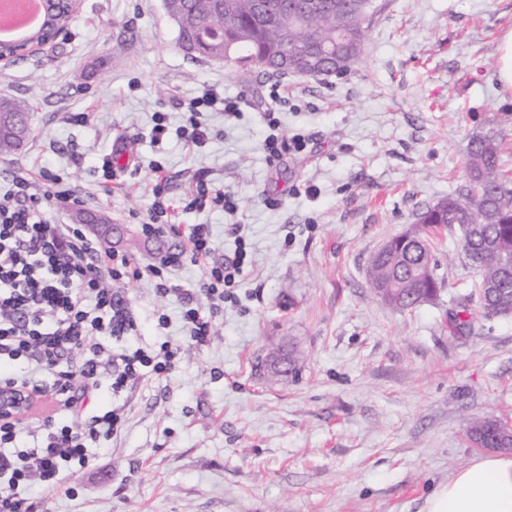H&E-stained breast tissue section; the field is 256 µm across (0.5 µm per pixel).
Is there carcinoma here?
I'll return each mask as SVG.
<instances>
[{
	"instance_id": "cac0c4a2",
	"label": "carcinoma",
	"mask_w": 512,
	"mask_h": 512,
	"mask_svg": "<svg viewBox=\"0 0 512 512\" xmlns=\"http://www.w3.org/2000/svg\"><path fill=\"white\" fill-rule=\"evenodd\" d=\"M303 0H177L178 42L187 54L224 58L267 73L287 74L284 56L292 48L327 51L321 74L342 77L360 56L371 0H319L320 7L297 13ZM468 178L448 197L429 206L420 225L389 240L367 269L372 292L380 284L401 288L405 298L387 306L408 310L421 297L437 300L442 283L419 270L422 253L432 252L436 235L452 228L461 233V251L479 275V312L485 317L512 315V266L499 256L512 255V177L502 161L499 133L471 137L466 148ZM508 425L497 418L477 420L468 429L480 448H512Z\"/></svg>"
}]
</instances>
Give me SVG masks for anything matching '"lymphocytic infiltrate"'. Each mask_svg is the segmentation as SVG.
I'll return each instance as SVG.
<instances>
[{
    "label": "lymphocytic infiltrate",
    "instance_id": "f902f5d3",
    "mask_svg": "<svg viewBox=\"0 0 512 512\" xmlns=\"http://www.w3.org/2000/svg\"><path fill=\"white\" fill-rule=\"evenodd\" d=\"M242 104V99L204 89L185 103L177 128L157 113L152 137L159 142L174 135L203 150L214 137L202 121L203 110L222 107L230 121L240 118ZM152 196L140 218L143 237H173L177 243L143 265L127 254L103 250L78 225L51 222V210L91 202L90 196H74L59 174L43 171L36 183L18 168L0 181V308L8 312L0 318V385L27 387L50 398L57 410L42 420L0 425V512H32L28 480L39 477L49 491H58L74 469L91 465V445L116 436L121 423L115 408L73 423L60 422V414H78L90 391L101 386L116 394L133 388L144 368L158 377L172 370L173 352L132 348L137 323L125 297L128 283L146 281L157 294H178L186 339L196 347L204 346L212 332L203 303L234 298L247 258L245 225H230L235 249L219 260L208 225H192L184 235L169 220L164 177H157ZM187 263L200 266L202 276L194 288L180 289L167 272ZM94 336L120 346L91 344Z\"/></svg>",
    "mask_w": 512,
    "mask_h": 512
}]
</instances>
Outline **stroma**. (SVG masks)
<instances>
[{
	"mask_svg": "<svg viewBox=\"0 0 512 512\" xmlns=\"http://www.w3.org/2000/svg\"><path fill=\"white\" fill-rule=\"evenodd\" d=\"M374 3L347 75L284 76L276 105L268 73L187 55L162 0H84L66 36L0 67V97L27 101L32 126L21 152L0 156V177L47 167L99 196L91 211L117 225L112 249L148 264L163 245L137 217L158 162L181 230L208 225L220 253L234 247L227 224L250 239L237 301L214 312L204 347L188 345L176 296L127 285L139 344H168L174 370L123 393L120 434L65 490L44 495L33 479L34 512H423L486 456L471 422L512 425V316L448 328L458 297H478L456 235L434 244L435 302L392 310L366 276L383 243L464 184L472 136L498 131L512 170V90L497 78L512 0ZM207 87L242 98L240 119L206 112L218 135L200 153L173 136L153 142L155 113L178 127V100ZM271 107L279 133L306 143L274 165L263 150ZM118 145L127 164L104 178ZM202 176L235 192L236 216L186 209ZM278 349L296 357V375L258 370Z\"/></svg>",
	"mask_w": 512,
	"mask_h": 512,
	"instance_id": "35a3bbf8",
	"label": "stroma"
}]
</instances>
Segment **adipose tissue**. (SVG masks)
Instances as JSON below:
<instances>
[{"mask_svg":"<svg viewBox=\"0 0 512 512\" xmlns=\"http://www.w3.org/2000/svg\"><path fill=\"white\" fill-rule=\"evenodd\" d=\"M425 512H512V457H487L431 494Z\"/></svg>","mask_w":512,"mask_h":512,"instance_id":"ef3b65f1","label":"adipose tissue"}]
</instances>
